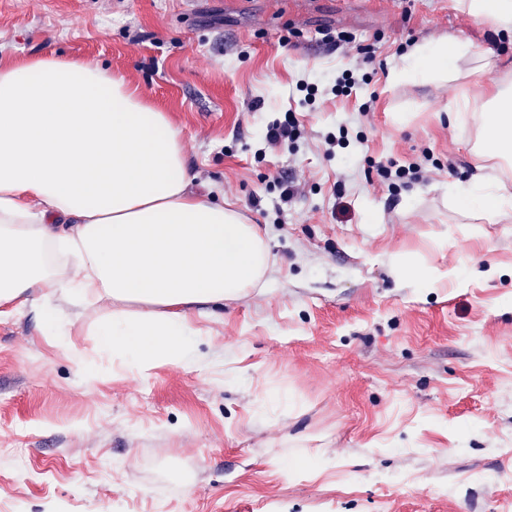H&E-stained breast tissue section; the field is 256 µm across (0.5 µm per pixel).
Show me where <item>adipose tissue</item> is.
Segmentation results:
<instances>
[{"instance_id": "adipose-tissue-1", "label": "adipose tissue", "mask_w": 512, "mask_h": 512, "mask_svg": "<svg viewBox=\"0 0 512 512\" xmlns=\"http://www.w3.org/2000/svg\"><path fill=\"white\" fill-rule=\"evenodd\" d=\"M472 52L418 45L409 73L443 78ZM481 121V153L512 156V92ZM189 183L181 130L123 77L53 53L0 62V309L30 308L53 331L52 299L90 306L122 367L185 362L194 317L273 271L265 231ZM456 203L491 220L512 193L478 180Z\"/></svg>"}]
</instances>
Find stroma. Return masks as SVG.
<instances>
[{"mask_svg":"<svg viewBox=\"0 0 512 512\" xmlns=\"http://www.w3.org/2000/svg\"><path fill=\"white\" fill-rule=\"evenodd\" d=\"M324 27L355 40L327 50ZM454 41L474 53L451 76L405 75L414 45ZM52 52L168 112L191 191L261 225L275 267L196 319L191 361L144 374L113 368L93 310L60 306L66 336L0 316V512H512V208L454 199L476 176L512 184L476 151L512 34L461 0H0V59ZM289 112L300 139L268 145ZM389 161L419 179L389 185Z\"/></svg>","mask_w":512,"mask_h":512,"instance_id":"35a3bbf8","label":"stroma"}]
</instances>
